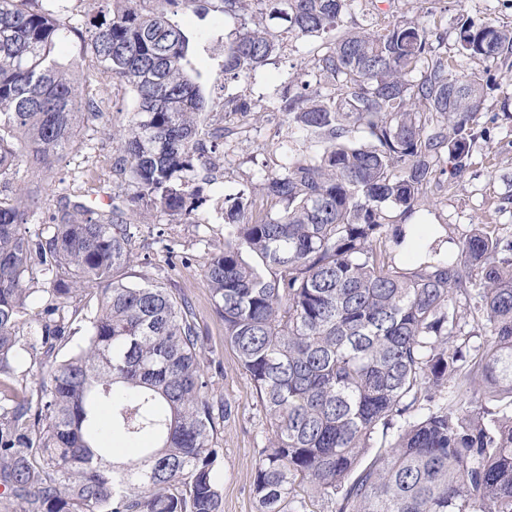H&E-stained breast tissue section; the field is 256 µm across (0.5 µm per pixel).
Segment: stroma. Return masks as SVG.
Wrapping results in <instances>:
<instances>
[{"label": "stroma", "mask_w": 512, "mask_h": 512, "mask_svg": "<svg viewBox=\"0 0 512 512\" xmlns=\"http://www.w3.org/2000/svg\"><path fill=\"white\" fill-rule=\"evenodd\" d=\"M377 8L395 19L416 20L437 29L445 36L443 49L447 52L455 48L459 16L512 27V0H361L359 9L343 17L342 27L354 30L367 27ZM178 21L185 29L205 36L204 41L194 45L191 61L206 94L217 101L228 88L246 89L256 97L274 95L284 79L304 78L302 57L322 43L318 37L298 39L284 35L282 51L255 80L228 82L222 72L219 47L233 30V20L211 4L205 11L179 16ZM60 54L75 60L83 85L93 90L107 115L115 120L128 119L134 108L130 93L119 86L101 83L94 61L82 54L75 42H64ZM492 72L494 81L482 91L484 109L477 116L467 170L458 177L441 176L429 188L421 208L412 215L403 217L395 210L389 213L391 223L421 224L431 236L447 240V251L451 254L456 251V241L478 225L493 235L512 239V68L496 66ZM224 126L231 133L232 152L224 174L205 188L209 201L204 223L171 224L155 210H142L132 240L138 262L131 269V277L135 280L149 277L191 302L202 332L201 359L209 369L215 394L223 396L232 410L218 434L217 479L223 489L224 512H258L252 488L259 450L268 442L271 425L253 383L233 350L224 343V325L213 311L210 290L199 262L224 243L225 195L244 188L253 200H261L255 175L261 169L275 170L280 143L287 135V122L279 112H250L226 116ZM112 147L111 136L101 131L94 134L87 147L57 157L47 172L31 176L23 171L12 179L15 187L30 181L43 186V209L27 224L30 234L41 231L47 214L57 205L60 189L74 195L99 187L123 195L133 193L134 188L125 175L112 166ZM185 254L194 256V265L182 266L180 258ZM42 306V299L33 300L20 328L14 374L0 382V390L7 394L30 395L47 377L46 367L27 348Z\"/></svg>", "instance_id": "obj_1"}]
</instances>
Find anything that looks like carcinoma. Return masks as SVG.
Masks as SVG:
<instances>
[{
  "instance_id": "carcinoma-1",
  "label": "carcinoma",
  "mask_w": 512,
  "mask_h": 512,
  "mask_svg": "<svg viewBox=\"0 0 512 512\" xmlns=\"http://www.w3.org/2000/svg\"><path fill=\"white\" fill-rule=\"evenodd\" d=\"M72 2L0 0V178L50 169L103 118L57 53L73 36L134 95L112 141L137 191L96 209L62 192L33 238L21 226L38 189L0 190V376L36 293L49 303L29 349L50 363L36 399L0 397V512H224L215 435L231 407L198 358L192 307L125 281L142 206L204 223L197 172L216 170L228 137L217 112H282L316 147L290 136L279 170L258 172L266 216L243 191L224 197V245L201 264L224 343L272 420L253 483L261 512H307L301 484L335 512H512V240L476 228L456 255L431 248L407 267L381 248L386 209L414 212L441 163L469 165L492 74L460 76L457 59L511 66L512 28L461 16L450 59L417 21L340 30L357 0H218L239 20L224 74L256 78L281 49L278 19L324 38L310 62L330 90L291 80L269 99L226 92L212 105L190 67L201 35L173 19L199 0H106L89 23ZM94 290L85 345L54 359L76 333L71 299ZM463 309L483 336L473 351ZM477 377L494 408L466 406ZM117 441L136 450L120 465L108 461Z\"/></svg>"
}]
</instances>
